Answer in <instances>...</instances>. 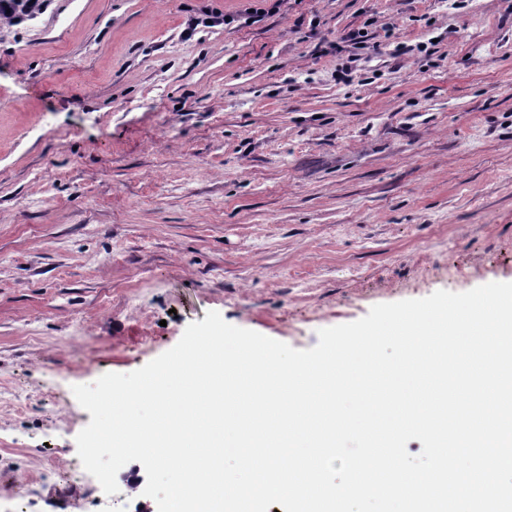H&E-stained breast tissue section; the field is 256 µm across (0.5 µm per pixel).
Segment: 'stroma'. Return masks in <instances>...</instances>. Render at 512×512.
<instances>
[{
    "label": "stroma",
    "instance_id": "35a3bbf8",
    "mask_svg": "<svg viewBox=\"0 0 512 512\" xmlns=\"http://www.w3.org/2000/svg\"><path fill=\"white\" fill-rule=\"evenodd\" d=\"M248 5L0 19V512H158L141 463L86 480L72 388L208 312L304 350L512 282V0Z\"/></svg>",
    "mask_w": 512,
    "mask_h": 512
}]
</instances>
